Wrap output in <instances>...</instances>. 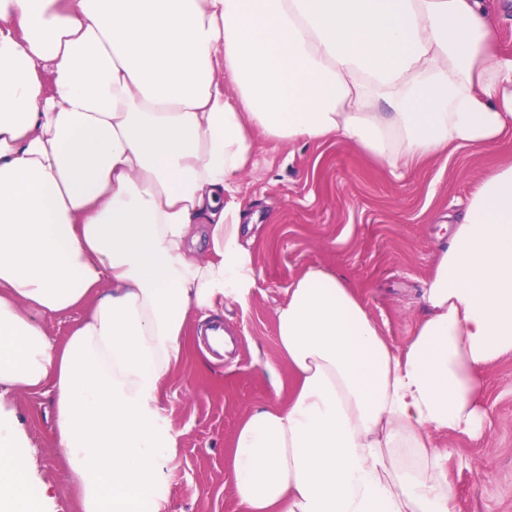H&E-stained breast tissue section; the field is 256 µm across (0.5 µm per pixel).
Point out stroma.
Here are the masks:
<instances>
[{
	"label": "stroma",
	"instance_id": "stroma-1",
	"mask_svg": "<svg viewBox=\"0 0 512 512\" xmlns=\"http://www.w3.org/2000/svg\"><path fill=\"white\" fill-rule=\"evenodd\" d=\"M255 156L239 193L255 283L245 305H227L220 316L233 348L214 351L201 323H191L184 357L163 382L161 418L178 432L179 448L159 490L161 512H240L234 437L255 404L284 407L294 392L276 312L306 269L342 276L384 336L406 342L448 224L479 179L512 157V132L494 147L425 160L400 177L339 139L288 145L260 137ZM484 402L492 423L484 442L442 435L438 443L453 451L448 476L459 512H512L511 357L488 371ZM0 410L31 447L29 476L48 487L46 512H80L55 444L51 396L12 393Z\"/></svg>",
	"mask_w": 512,
	"mask_h": 512
}]
</instances>
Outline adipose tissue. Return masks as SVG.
<instances>
[{
  "label": "adipose tissue",
  "instance_id": "adipose-tissue-1",
  "mask_svg": "<svg viewBox=\"0 0 512 512\" xmlns=\"http://www.w3.org/2000/svg\"><path fill=\"white\" fill-rule=\"evenodd\" d=\"M491 0H0V394L51 395L81 512H161V385L193 319L245 303L256 136L397 171L512 128ZM401 346L337 274L277 311L297 376L235 435L241 512H457L439 434L480 440L512 356V160L449 229ZM90 309L63 344L43 320ZM0 412V512H44Z\"/></svg>",
  "mask_w": 512,
  "mask_h": 512
}]
</instances>
